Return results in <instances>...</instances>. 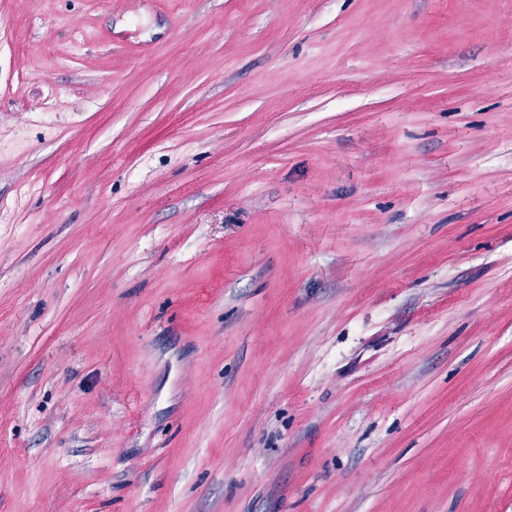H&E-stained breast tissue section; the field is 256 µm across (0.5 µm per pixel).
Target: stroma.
<instances>
[{"mask_svg": "<svg viewBox=\"0 0 512 512\" xmlns=\"http://www.w3.org/2000/svg\"><path fill=\"white\" fill-rule=\"evenodd\" d=\"M0 512H512V0H0Z\"/></svg>", "mask_w": 512, "mask_h": 512, "instance_id": "stroma-1", "label": "stroma"}]
</instances>
